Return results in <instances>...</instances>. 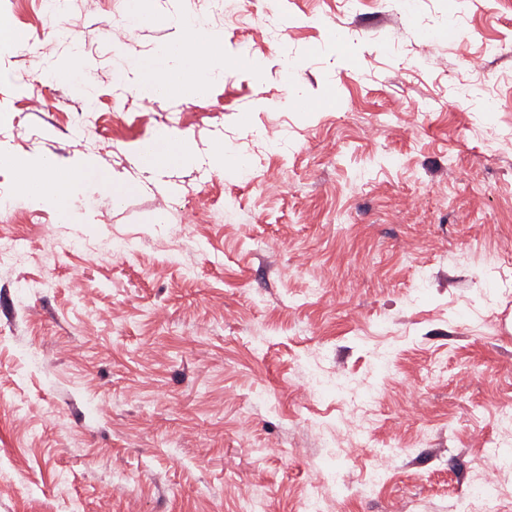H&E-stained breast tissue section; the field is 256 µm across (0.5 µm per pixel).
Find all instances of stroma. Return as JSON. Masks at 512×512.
I'll list each match as a JSON object with an SVG mask.
<instances>
[{
	"label": "stroma",
	"instance_id": "stroma-1",
	"mask_svg": "<svg viewBox=\"0 0 512 512\" xmlns=\"http://www.w3.org/2000/svg\"><path fill=\"white\" fill-rule=\"evenodd\" d=\"M188 6L224 32L200 101L117 88L125 0H65L63 37L28 0L0 52V149L107 180L64 224L0 165L18 217L0 232L23 247L0 265V512H244L259 486L265 512H295L314 470L355 484L385 448L381 492L325 512H451L489 439L512 491V431L493 420L512 404V265L488 260L512 251V0ZM150 8L130 58L175 35L164 0ZM74 45L97 112L121 98L144 134L203 156L223 142V172H147L119 124L70 138ZM37 61L50 78L18 83ZM107 237L134 248L62 249ZM368 395L365 439L351 400Z\"/></svg>",
	"mask_w": 512,
	"mask_h": 512
}]
</instances>
